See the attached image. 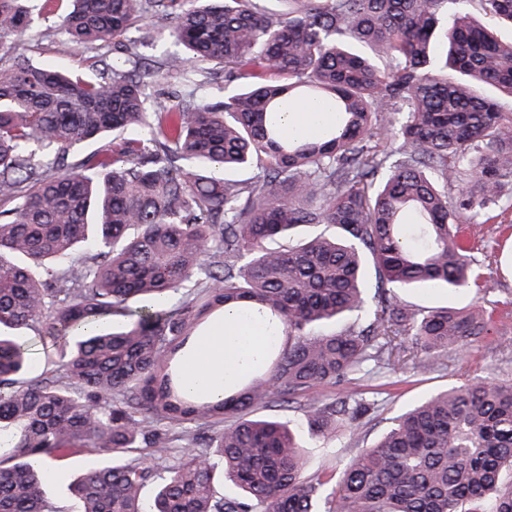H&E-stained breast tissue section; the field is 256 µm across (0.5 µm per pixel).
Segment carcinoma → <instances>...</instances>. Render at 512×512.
I'll return each mask as SVG.
<instances>
[{"label": "carcinoma", "mask_w": 512, "mask_h": 512, "mask_svg": "<svg viewBox=\"0 0 512 512\" xmlns=\"http://www.w3.org/2000/svg\"><path fill=\"white\" fill-rule=\"evenodd\" d=\"M263 2L73 0L63 17L76 44L172 38L179 77L223 65L219 100L157 104L137 64L99 80L17 52L0 66V512H65L41 462L81 448L112 460L70 486L79 512H512V381L421 401L340 472L309 473L303 454L371 410L314 390L402 351L429 369L493 334L486 311L405 294L487 287L461 224L512 207V42L461 13L437 50L458 0ZM479 3L512 25V0ZM155 16L175 25L156 32ZM28 23L27 0H0V45ZM290 100L335 119L294 135ZM107 134L112 147L82 151ZM304 224L326 231L294 240ZM142 297L155 305L130 310ZM232 307L281 340L229 395L189 396L182 361ZM21 329L43 349L32 376ZM292 403L304 430L256 414Z\"/></svg>", "instance_id": "obj_1"}]
</instances>
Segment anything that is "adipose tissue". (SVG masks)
<instances>
[{"instance_id":"1","label":"adipose tissue","mask_w":512,"mask_h":512,"mask_svg":"<svg viewBox=\"0 0 512 512\" xmlns=\"http://www.w3.org/2000/svg\"><path fill=\"white\" fill-rule=\"evenodd\" d=\"M271 341L269 332L257 318L237 310L226 312L199 337L195 350L184 363L189 387L223 396Z\"/></svg>"}]
</instances>
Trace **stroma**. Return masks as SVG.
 Wrapping results in <instances>:
<instances>
[{"label": "stroma", "mask_w": 512, "mask_h": 512, "mask_svg": "<svg viewBox=\"0 0 512 512\" xmlns=\"http://www.w3.org/2000/svg\"><path fill=\"white\" fill-rule=\"evenodd\" d=\"M29 5L32 9L30 27L9 38L7 44L35 61L94 79L100 73L99 61L121 62L129 57L150 68L152 76L148 90L154 101L165 104L176 100L199 102L217 94L215 82L202 76L191 75L179 79L168 74L163 61L166 51L174 47L171 40L160 39L148 46L132 38L116 44L106 42L88 47L71 46L67 43L60 16L43 12L40 0H29ZM488 216V221L468 227L474 243V256L488 282L487 288L463 292L423 288L411 293L409 300L420 308L448 305L495 312L498 321L494 336L468 354L449 352L445 364L433 369L416 371L406 364L386 375L358 382V392L370 396L386 387L392 389L394 396L380 401L378 408L365 419L357 432L340 431L327 446L307 449L309 470H316L325 463L343 469L361 449L371 446L386 431L394 417L412 404L446 390L466 377L500 376L512 379V316L507 313V303L512 300V232L504 227L505 222L512 220V215H500L492 210ZM99 462V454L86 449L54 460L56 477L50 489L55 500L60 505L72 507L68 484L81 471Z\"/></svg>", "instance_id": "1"}]
</instances>
